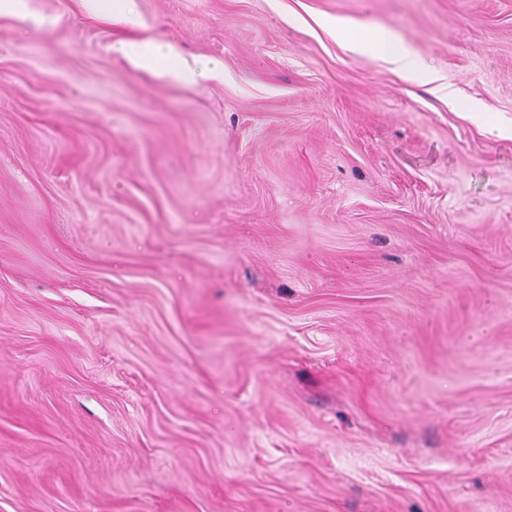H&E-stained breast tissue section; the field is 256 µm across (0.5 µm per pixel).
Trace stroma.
Returning <instances> with one entry per match:
<instances>
[{
    "label": "stroma",
    "instance_id": "obj_1",
    "mask_svg": "<svg viewBox=\"0 0 512 512\" xmlns=\"http://www.w3.org/2000/svg\"><path fill=\"white\" fill-rule=\"evenodd\" d=\"M136 8L0 12V512H512V0ZM94 15H107L112 21L124 25L138 24L135 0H83ZM361 40L365 44L372 45L380 50L397 69L426 82L432 80L431 76L420 68L416 58L408 50L398 46L390 38L364 34L361 36ZM116 50L123 53L135 55L140 63L149 68L165 72L180 73L170 60L167 47L154 41H145L140 44L130 45L127 42H119Z\"/></svg>",
    "mask_w": 512,
    "mask_h": 512
}]
</instances>
